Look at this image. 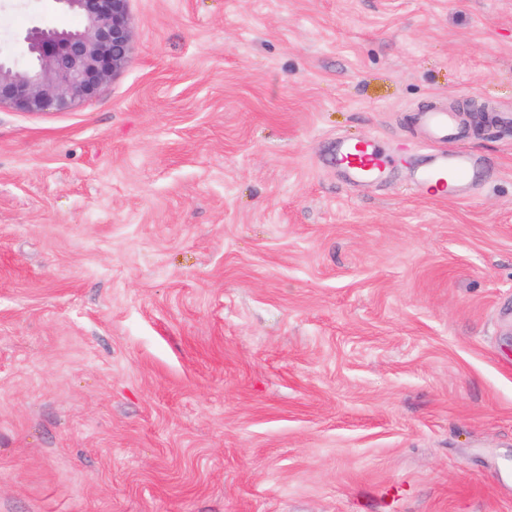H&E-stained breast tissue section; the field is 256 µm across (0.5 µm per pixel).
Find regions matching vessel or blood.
Here are the masks:
<instances>
[{"instance_id":"b4317fda","label":"vessel or blood","mask_w":512,"mask_h":512,"mask_svg":"<svg viewBox=\"0 0 512 512\" xmlns=\"http://www.w3.org/2000/svg\"><path fill=\"white\" fill-rule=\"evenodd\" d=\"M418 123L428 133L423 145L429 163L415 174L417 183L433 189L440 199H460L477 186L482 157L469 150L456 148L462 131L454 111L428 108L417 114ZM336 165L350 181L373 180L391 170L393 159L379 146L376 138L363 140L340 139L336 142Z\"/></svg>"}]
</instances>
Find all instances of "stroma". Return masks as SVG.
Returning <instances> with one entry per match:
<instances>
[{
	"label": "stroma",
	"instance_id": "35a3bbf8",
	"mask_svg": "<svg viewBox=\"0 0 512 512\" xmlns=\"http://www.w3.org/2000/svg\"><path fill=\"white\" fill-rule=\"evenodd\" d=\"M130 9L95 99L0 109V512H512V0ZM438 102L489 184L344 181ZM336 166L352 182L374 180L391 170L393 159L379 146L376 137L363 140H336Z\"/></svg>",
	"mask_w": 512,
	"mask_h": 512
}]
</instances>
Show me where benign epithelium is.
<instances>
[{
  "label": "benign epithelium",
  "mask_w": 512,
  "mask_h": 512,
  "mask_svg": "<svg viewBox=\"0 0 512 512\" xmlns=\"http://www.w3.org/2000/svg\"><path fill=\"white\" fill-rule=\"evenodd\" d=\"M82 20L74 33L30 29L36 65L21 72L0 60V107L37 114L94 99L128 64L133 50L131 0H56Z\"/></svg>",
  "instance_id": "obj_1"
}]
</instances>
